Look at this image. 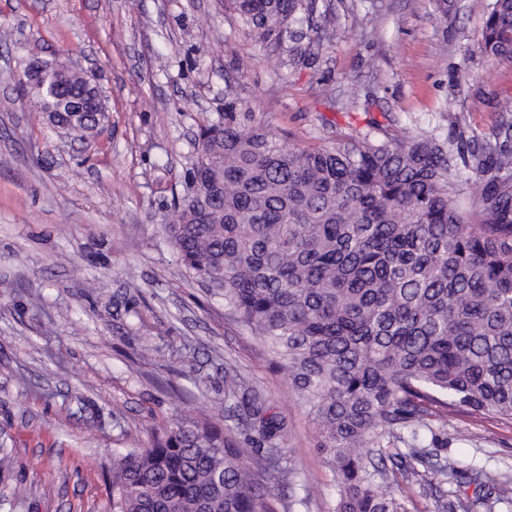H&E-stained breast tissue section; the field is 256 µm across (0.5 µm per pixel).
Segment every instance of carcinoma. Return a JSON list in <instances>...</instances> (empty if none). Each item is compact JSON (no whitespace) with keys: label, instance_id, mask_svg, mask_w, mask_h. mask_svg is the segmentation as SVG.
<instances>
[{"label":"carcinoma","instance_id":"cac0c4a2","mask_svg":"<svg viewBox=\"0 0 512 512\" xmlns=\"http://www.w3.org/2000/svg\"><path fill=\"white\" fill-rule=\"evenodd\" d=\"M227 3L262 44L304 35L303 0ZM477 51L512 60V0H493ZM206 131L224 191L207 200L208 224L175 202L180 261L286 372L334 475V512H401L383 448L408 446L406 482L454 479L455 461L424 450L433 424L453 410L512 419V124L462 157L466 180L426 131L287 148L231 112ZM461 182L472 212L454 201ZM224 385L225 403L264 412L236 370ZM259 433L256 468L208 417L175 421L114 456L112 512H270L287 442L271 418Z\"/></svg>","mask_w":512,"mask_h":512}]
</instances>
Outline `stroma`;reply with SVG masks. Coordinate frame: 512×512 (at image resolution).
<instances>
[{
	"mask_svg": "<svg viewBox=\"0 0 512 512\" xmlns=\"http://www.w3.org/2000/svg\"><path fill=\"white\" fill-rule=\"evenodd\" d=\"M493 0H304L313 26L279 48L225 0H0V512H112V452L207 413L250 460L257 427L224 406L238 370L284 426L294 471L275 512H332L338 489L285 373L190 276L168 236L200 128L236 121L285 145L431 130L460 144L501 120L512 63L476 53ZM336 23L325 40L315 27ZM94 71L102 132L53 130L19 78L31 54ZM154 352L142 357L143 341ZM468 430L466 439L455 427ZM438 455L512 479V420L449 412Z\"/></svg>",
	"mask_w": 512,
	"mask_h": 512,
	"instance_id": "stroma-1",
	"label": "stroma"
}]
</instances>
